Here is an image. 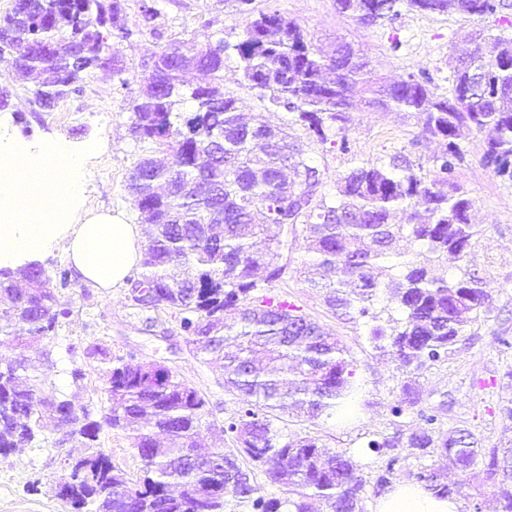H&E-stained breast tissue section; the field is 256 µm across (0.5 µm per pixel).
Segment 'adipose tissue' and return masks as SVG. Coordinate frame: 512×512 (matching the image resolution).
<instances>
[{"label": "adipose tissue", "mask_w": 512, "mask_h": 512, "mask_svg": "<svg viewBox=\"0 0 512 512\" xmlns=\"http://www.w3.org/2000/svg\"><path fill=\"white\" fill-rule=\"evenodd\" d=\"M85 152L61 140L37 152L0 147V268L18 267L61 245L80 278L96 287H122L143 256L142 225L82 208ZM374 512H460L410 481L392 484Z\"/></svg>", "instance_id": "1"}]
</instances>
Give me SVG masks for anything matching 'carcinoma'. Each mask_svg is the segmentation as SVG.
<instances>
[{"mask_svg":"<svg viewBox=\"0 0 512 512\" xmlns=\"http://www.w3.org/2000/svg\"><path fill=\"white\" fill-rule=\"evenodd\" d=\"M405 1L415 11L456 13L481 21L497 13L500 0H335L336 9L371 27L397 14ZM102 0H15L0 17V54H15L17 79L33 83L32 103L50 109L83 93V74L110 67L126 84L128 64L119 45L144 31L157 38L159 0L142 7L135 28H104ZM482 45L452 60L453 93L437 94L421 73L386 82L375 65L346 42L324 51L301 27L277 11L259 14L233 45L241 76L260 96L327 140L336 129L341 149L354 95L364 107L410 113L423 136L442 145L433 169L396 158L363 160L337 181L336 196L320 192L322 173L291 141L288 125L257 117L243 121L236 100L224 94V55L217 39L199 44L174 38L140 76L130 133L142 154L125 190L152 234L140 269L127 279L151 296L148 310L179 315L180 329L196 354L224 362L225 391L238 401L224 425L233 448H215L188 460L209 415L207 401L161 362L132 365L95 345L109 363V406L101 420L79 412L68 399L46 395L25 350L49 338L68 318L61 290L69 271H49L34 260L0 269V335L26 327L18 352L0 358V452L34 440L47 421H64L89 449L69 458L73 472L66 503L74 512H226V493L248 512H312L311 500L328 512H360L366 479L347 452L329 453L312 434L283 435L275 411L293 404L308 420L336 414L356 391V370L347 350L301 312L265 291L282 273L288 227L303 225L308 281L326 304L368 317L369 335L385 341L406 381L391 407L394 423L407 412L423 426L372 439L377 453L406 448L417 458L464 474L482 461L495 488L498 512H512V448L482 447L469 430H441L443 406H424L413 375L444 360L468 326L489 311L491 297L478 272L454 279L434 277L432 266L452 255L466 257L478 230L472 201L457 184L459 141L486 128L494 135L482 162L512 181V35L479 31ZM202 72L210 81L194 88L183 74ZM425 206L420 220L415 205ZM407 212V223H392ZM385 289L402 317L371 312ZM132 433L142 462L137 481L98 449L103 426ZM247 458L285 497L268 498L241 466ZM416 479L441 497L458 496L463 482L439 483L430 468Z\"/></svg>","mask_w":512,"mask_h":512,"instance_id":"1","label":"carcinoma"}]
</instances>
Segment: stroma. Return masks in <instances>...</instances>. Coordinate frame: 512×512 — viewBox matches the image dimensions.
I'll use <instances>...</instances> for the list:
<instances>
[{
  "instance_id": "1",
  "label": "stroma",
  "mask_w": 512,
  "mask_h": 512,
  "mask_svg": "<svg viewBox=\"0 0 512 512\" xmlns=\"http://www.w3.org/2000/svg\"><path fill=\"white\" fill-rule=\"evenodd\" d=\"M161 6L157 23L166 37L200 43L215 36L237 42L252 13L276 10L298 22L314 43L328 48L339 40L349 42L371 58L383 76L400 79L422 72L430 78L432 88L445 96L453 88L449 54L476 27L474 21L459 14H426L404 5L393 19L364 27L339 13L334 0H253L248 15L240 13L233 0H161ZM164 45V39L148 33L122 44V53L134 71L127 84H119L111 69H95L85 75L82 94L50 110L30 103L27 90L16 80L12 56H0V91L10 94L8 106L0 108V141L23 140L36 146L57 139L75 146L97 145L84 171L85 208L112 209L123 213L130 223H139L125 190L141 153L130 135L131 106L140 91L138 73ZM224 93L235 98L246 115H263L274 125L289 124L287 112L271 107L242 80L239 61L231 53L224 58ZM289 126L295 143L322 170V191L328 195L335 194L339 177L356 160H387L401 154L413 162L425 161L441 149L437 141L421 136L415 116L399 112L354 109L343 149L320 141L302 125ZM488 137L483 131L460 142L464 161L457 179L472 201L471 221L478 234L464 259L448 258L437 265L436 273L447 278L479 270L492 299L491 310L468 327L445 361L420 371L417 385L424 404H446L443 429L470 430L490 447L512 443V419L502 412L512 404V349L499 343L500 337H512V181L496 176L483 164ZM304 260L301 245L285 249L279 260L284 272L270 284V292L300 306L308 318L346 347L357 366V416L351 421L334 416L309 422L291 411L281 416L277 426L286 435L311 433L326 451L348 452L366 478L363 512H372L383 492L376 484L383 459L368 443L378 435L395 432L389 408L404 377L394 356L372 342L363 319L326 305L320 290L302 273ZM63 301L70 316L46 347L28 352L46 391L71 400L96 419L107 403L106 364L86 355L88 345L104 344L113 356L131 363L162 362L175 368L207 400L209 428L203 433L202 450L224 447L222 427L235 415L238 403L224 389L222 368L197 357L169 313L153 315L139 309L130 286L108 292L77 278L65 290ZM75 367L84 373L78 382L70 376ZM98 446L130 477L139 476L141 461L135 440L127 432L103 429ZM83 452L80 441L67 437L65 427L52 422L32 443L0 455V512H69L56 495L55 483L63 461Z\"/></svg>"
}]
</instances>
